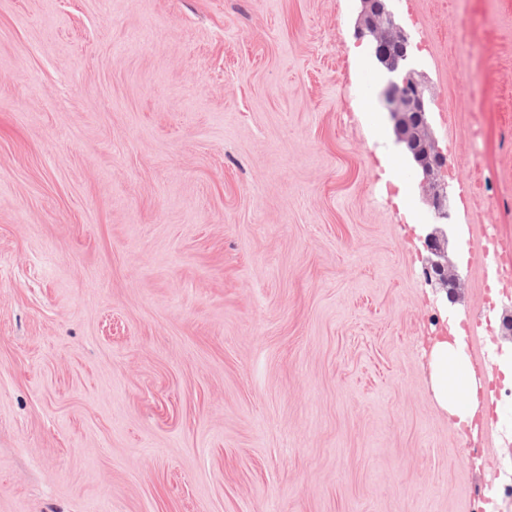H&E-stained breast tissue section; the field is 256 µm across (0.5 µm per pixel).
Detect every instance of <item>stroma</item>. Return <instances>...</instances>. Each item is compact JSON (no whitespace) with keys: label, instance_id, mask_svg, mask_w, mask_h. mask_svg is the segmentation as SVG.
<instances>
[{"label":"stroma","instance_id":"35a3bbf8","mask_svg":"<svg viewBox=\"0 0 512 512\" xmlns=\"http://www.w3.org/2000/svg\"><path fill=\"white\" fill-rule=\"evenodd\" d=\"M461 287L361 0H0V512H471L512 434L435 341L512 309V0H391ZM364 9L359 25L369 39V55L380 69V101L393 123L396 141L411 165L420 173L419 187L432 226L425 236V245L434 256L431 271L441 288L460 285L454 265L448 258L449 197L447 186L437 182L436 175L445 165L446 157L432 136L429 114L431 97L427 85L419 78L413 60L412 42L396 22L386 1L361 0ZM395 49H385V41ZM452 334L455 335L454 329ZM431 367L439 404L461 420L470 417L474 409L477 379L470 369L459 336H454V344L448 339L434 343Z\"/></svg>","mask_w":512,"mask_h":512}]
</instances>
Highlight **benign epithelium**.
Masks as SVG:
<instances>
[{"label": "benign epithelium", "instance_id": "benign-epithelium-1", "mask_svg": "<svg viewBox=\"0 0 512 512\" xmlns=\"http://www.w3.org/2000/svg\"><path fill=\"white\" fill-rule=\"evenodd\" d=\"M359 25L369 36V55L380 69V101L393 123L396 141L411 165L420 173L419 187L430 217L425 245L433 255L431 271L448 293L460 285L448 258L449 197L447 186L436 175L446 157L432 136L429 114L431 97L413 60L412 42L387 8L386 0H362Z\"/></svg>", "mask_w": 512, "mask_h": 512}]
</instances>
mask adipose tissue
Returning <instances> with one entry per match:
<instances>
[{
  "instance_id": "ef3b65f1",
  "label": "adipose tissue",
  "mask_w": 512,
  "mask_h": 512,
  "mask_svg": "<svg viewBox=\"0 0 512 512\" xmlns=\"http://www.w3.org/2000/svg\"><path fill=\"white\" fill-rule=\"evenodd\" d=\"M436 398L450 414L468 418L474 409L477 380L461 342L436 341L431 350Z\"/></svg>"
}]
</instances>
